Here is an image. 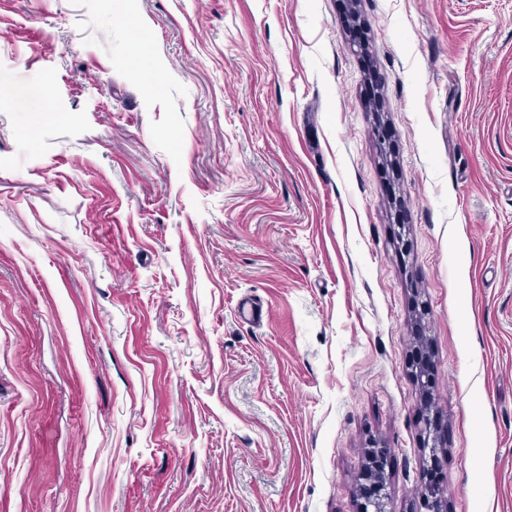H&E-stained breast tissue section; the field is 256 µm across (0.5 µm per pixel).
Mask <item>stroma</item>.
<instances>
[{"instance_id":"1","label":"stroma","mask_w":512,"mask_h":512,"mask_svg":"<svg viewBox=\"0 0 512 512\" xmlns=\"http://www.w3.org/2000/svg\"><path fill=\"white\" fill-rule=\"evenodd\" d=\"M340 2L0 0V512H512V0ZM365 479L368 481L367 487L362 485L361 489V506L359 512H389L387 510L385 482L381 467L373 470V472L367 471Z\"/></svg>"}]
</instances>
